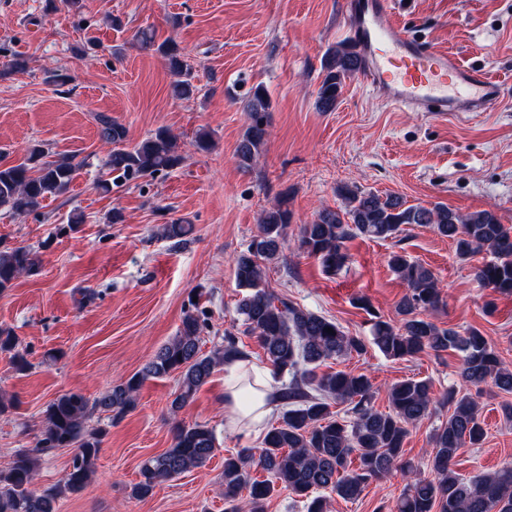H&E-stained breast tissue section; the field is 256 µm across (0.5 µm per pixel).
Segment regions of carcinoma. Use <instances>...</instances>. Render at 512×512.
<instances>
[{
	"mask_svg": "<svg viewBox=\"0 0 512 512\" xmlns=\"http://www.w3.org/2000/svg\"><path fill=\"white\" fill-rule=\"evenodd\" d=\"M166 67L175 77L170 95L188 100L195 94L190 67L173 41L157 45ZM360 71L351 47L340 43L329 49L322 62L317 104L332 112L342 95L345 80ZM271 100L266 88L252 87L243 106L246 128L236 149V162L250 169L260 157L268 136ZM98 135L111 146L110 173L124 181L153 178L182 167L186 161L177 138L164 128L130 144L128 130L112 117L97 116ZM79 164L75 157L47 159L41 146L14 164L0 159V207L19 214L34 212L46 199L64 193ZM336 192L343 200L339 209L324 208L308 224L300 226L295 248L316 258L328 274H336L349 261L347 242L363 237L397 238L401 227L430 226L452 242L456 255L466 259L486 251L492 259L475 270V276L495 292L512 295V226L489 210L460 214L441 203L408 205L396 194L380 196L344 183ZM292 221L289 195L283 194L263 211L259 229L233 260L239 287L246 290L237 305L241 328L224 331V348L202 353L200 336L206 328L198 308L185 311L177 335L161 346L143 368L118 385L89 400L80 392H68L50 402L35 447L21 449L12 465L0 471V512H57L58 500L77 494L90 483L106 429L89 424L93 413L118 420L136 408L137 394L145 380L176 374L179 387L170 402L173 414L181 411L204 386L217 366L245 358L239 335L255 338L265 359L288 377L277 390L282 409L258 451L243 448L224 458V512H266L267 501L281 487L305 499L307 512H326L327 491L344 500H356L372 482L398 468L406 479L392 512H512V463L491 473L465 477L454 469V459L464 447L482 446L486 432L480 419V399L486 387L512 393V370L503 367L499 352L488 337L474 328L459 331L427 317L442 303L434 272L399 251L388 254L387 263L405 285L397 311L401 319H382L365 297L355 300L371 317V340L384 355L412 358L424 351L460 353L461 388H448V419L434 433L429 460L430 475L423 477L402 460L409 427L431 413L432 387L426 380L405 379L388 392L390 410L374 408V386L365 374L342 370L323 371L330 360L366 351L364 340L346 333L336 322L279 298L266 288L267 265L280 258ZM190 226L181 219L163 225L162 233L181 239ZM39 260L25 247L0 250V291L12 287L24 275H34ZM333 332H327V329ZM0 352L11 354L17 372L30 369L25 354L17 350L16 336L0 327ZM348 405L346 416L331 411L334 404ZM56 448H74L76 454L63 482L38 492L33 489L41 456ZM216 448L213 428L204 423H177L172 443L164 452L143 461L132 495L145 500L157 486L206 464ZM259 467L267 478L251 476ZM247 500L239 504L242 490Z\"/></svg>",
	"mask_w": 512,
	"mask_h": 512,
	"instance_id": "obj_1",
	"label": "carcinoma"
}]
</instances>
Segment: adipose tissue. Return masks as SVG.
I'll list each match as a JSON object with an SVG mask.
<instances>
[{
	"instance_id": "ef3b65f1",
	"label": "adipose tissue",
	"mask_w": 512,
	"mask_h": 512,
	"mask_svg": "<svg viewBox=\"0 0 512 512\" xmlns=\"http://www.w3.org/2000/svg\"><path fill=\"white\" fill-rule=\"evenodd\" d=\"M225 371V428L246 437L258 434L278 406L272 370L242 359L227 364Z\"/></svg>"
}]
</instances>
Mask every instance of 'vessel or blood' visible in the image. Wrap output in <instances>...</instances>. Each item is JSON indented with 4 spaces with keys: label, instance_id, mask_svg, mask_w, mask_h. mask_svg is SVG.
Returning a JSON list of instances; mask_svg holds the SVG:
<instances>
[{
    "label": "vessel or blood",
    "instance_id": "vessel-or-blood-1",
    "mask_svg": "<svg viewBox=\"0 0 512 512\" xmlns=\"http://www.w3.org/2000/svg\"><path fill=\"white\" fill-rule=\"evenodd\" d=\"M343 8L362 77L392 107L444 115L496 105L499 86L396 24L394 0H344Z\"/></svg>",
    "mask_w": 512,
    "mask_h": 512
}]
</instances>
